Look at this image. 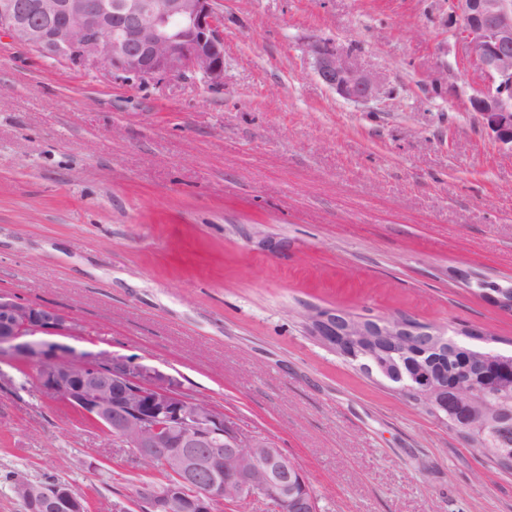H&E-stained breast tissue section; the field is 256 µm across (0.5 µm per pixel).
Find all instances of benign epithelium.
<instances>
[{
    "label": "benign epithelium",
    "instance_id": "benign-epithelium-1",
    "mask_svg": "<svg viewBox=\"0 0 512 512\" xmlns=\"http://www.w3.org/2000/svg\"><path fill=\"white\" fill-rule=\"evenodd\" d=\"M215 0H0V34L77 65L104 64L128 79L180 76L194 71L210 85L224 84V36ZM459 20L458 40L472 49L485 88L470 97L494 141L512 150V0H449ZM313 70L340 97L366 103L379 97L380 80L349 52L315 38L307 45ZM489 303L512 313L504 287ZM76 323L57 306L25 302L0 292V358L39 371L38 388L120 439L135 458L160 463L168 478L148 494L152 512H217L245 499L271 501L276 512H320L304 472L281 449L244 435L224 410L190 399L172 377L117 354L82 351L52 341L73 335ZM310 336L341 353L352 336H383L380 352L393 360L358 367L406 396L426 394L453 410L454 424L469 432H504L496 418L482 421L485 405L470 402L477 389L487 401L512 399V370H488L485 356L457 357L446 330L406 315L362 321L342 309H312L304 316ZM464 370L467 379L457 380ZM27 512H87L68 484L17 482Z\"/></svg>",
    "mask_w": 512,
    "mask_h": 512
}]
</instances>
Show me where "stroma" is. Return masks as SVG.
I'll list each match as a JSON object with an SVG mask.
<instances>
[{"label": "stroma", "instance_id": "obj_1", "mask_svg": "<svg viewBox=\"0 0 512 512\" xmlns=\"http://www.w3.org/2000/svg\"><path fill=\"white\" fill-rule=\"evenodd\" d=\"M224 83L139 81L0 38V291L69 311L65 344L157 368L299 463L321 512H512V475L306 335L311 309L478 325L512 314L452 277L512 280V152L467 108L480 73L448 0H216ZM322 37L382 82L315 76ZM284 239L271 252L257 235ZM0 360L7 475L52 472L89 512L138 478L119 439Z\"/></svg>", "mask_w": 512, "mask_h": 512}]
</instances>
